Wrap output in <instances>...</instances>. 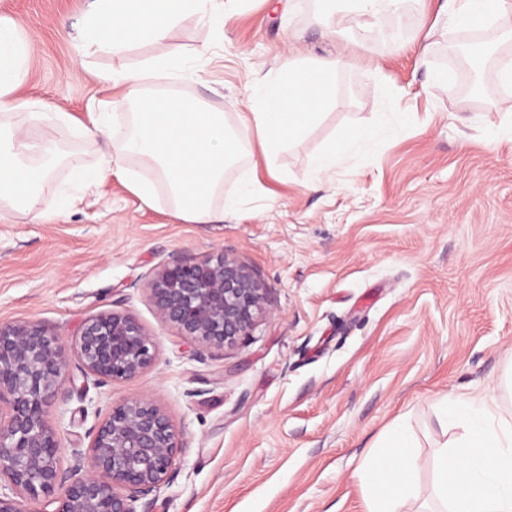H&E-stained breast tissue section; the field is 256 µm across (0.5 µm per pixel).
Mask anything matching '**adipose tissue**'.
<instances>
[{
  "mask_svg": "<svg viewBox=\"0 0 512 512\" xmlns=\"http://www.w3.org/2000/svg\"><path fill=\"white\" fill-rule=\"evenodd\" d=\"M235 0H95V18L85 50L123 56L138 42H164L187 16L199 22L223 23ZM512 10V0H447L449 20L464 29L494 25ZM32 60V50L19 23L0 15V219L12 212H32L38 188L50 176L59 158L51 133L69 124L64 112L41 111L38 102L16 98ZM346 65L342 57L322 59L304 66L286 59L278 77L256 85L249 98L254 109L241 113L238 126L225 123L224 115L191 98L144 88V74L163 84L185 68L181 55L166 53L150 59L145 71L120 70L106 75L108 83L124 85L133 110L116 121L109 112L90 106L91 123L84 127L87 141L111 136L112 151L89 168L76 163L71 175L76 182H101L116 176L125 179L145 205H152L158 190H165L175 218L192 224L223 222L234 210L235 199L214 206L224 185V172L252 144L267 151L298 139L308 124L331 100L334 78ZM254 142L241 139V130ZM380 127L367 126L343 135L316 155L314 175L330 171L342 154L371 145ZM138 161L149 175L134 177L127 163Z\"/></svg>",
  "mask_w": 512,
  "mask_h": 512,
  "instance_id": "adipose-tissue-1",
  "label": "adipose tissue"
}]
</instances>
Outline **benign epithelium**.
Returning <instances> with one entry per match:
<instances>
[{"label": "benign epithelium", "instance_id": "7a95c632", "mask_svg": "<svg viewBox=\"0 0 512 512\" xmlns=\"http://www.w3.org/2000/svg\"><path fill=\"white\" fill-rule=\"evenodd\" d=\"M160 320L186 338L222 348L250 333L267 312V288L224 253L167 263L148 283ZM85 371L103 381L130 380L149 368L156 342L131 316L86 319L78 340ZM67 363L39 321L0 324V512L56 497L53 512H136L135 504L170 480L184 439L167 412L140 395L112 407L88 455L71 471L45 405L57 396Z\"/></svg>", "mask_w": 512, "mask_h": 512}]
</instances>
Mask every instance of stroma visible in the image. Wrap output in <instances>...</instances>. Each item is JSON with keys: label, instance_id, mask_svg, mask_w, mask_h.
<instances>
[{"label": "stroma", "instance_id": "1", "mask_svg": "<svg viewBox=\"0 0 512 512\" xmlns=\"http://www.w3.org/2000/svg\"><path fill=\"white\" fill-rule=\"evenodd\" d=\"M441 2L408 5L395 40L391 17L360 27L339 0H238L223 33L189 16L165 42L118 58L84 53L94 0H0L34 49L17 97L69 113L57 148L87 166L104 149L80 133L89 102L126 109L124 87L102 80L109 71L168 52L196 57L195 75L171 87L233 124L250 109L249 88L284 60L351 61L298 141L269 155L254 148L227 170L223 194L239 206L223 222H183L166 194L145 205L116 177L74 186L65 165L38 193L46 219L0 221V324L42 322L67 362L45 408L62 469L87 452L113 405L147 395L185 447L137 512H365L356 471L399 415L422 445L426 483L441 435L435 398L480 394L512 407L500 388L512 368V115L500 110L508 92L498 76L512 43L479 30L489 48L480 90L461 95L466 74L452 51L465 32ZM332 9L340 24L328 33L314 17ZM448 69L454 81H435ZM390 102L404 120L312 180L311 157L381 122ZM254 178L262 192L242 194ZM218 252L265 284L269 309L224 349L163 324L145 288L165 263ZM113 310L136 319L157 353L136 378L102 383L81 372L77 341L87 318Z\"/></svg>", "mask_w": 512, "mask_h": 512}]
</instances>
